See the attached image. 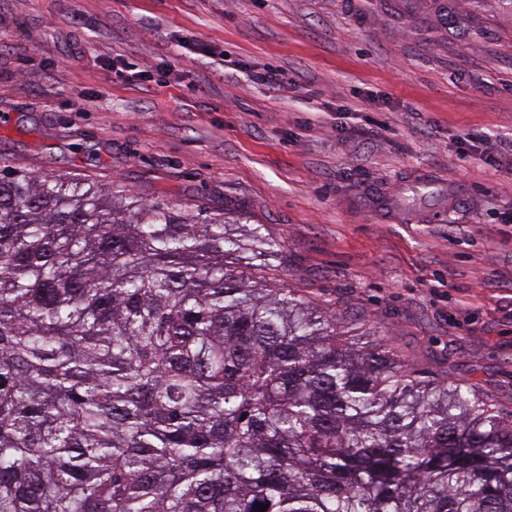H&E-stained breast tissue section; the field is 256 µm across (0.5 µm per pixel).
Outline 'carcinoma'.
Segmentation results:
<instances>
[{"mask_svg":"<svg viewBox=\"0 0 512 512\" xmlns=\"http://www.w3.org/2000/svg\"><path fill=\"white\" fill-rule=\"evenodd\" d=\"M280 251L0 165V512H512V419L266 287Z\"/></svg>","mask_w":512,"mask_h":512,"instance_id":"cac0c4a2","label":"carcinoma"}]
</instances>
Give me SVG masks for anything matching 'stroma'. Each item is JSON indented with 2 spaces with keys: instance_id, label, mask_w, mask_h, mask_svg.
<instances>
[{
  "instance_id": "stroma-1",
  "label": "stroma",
  "mask_w": 512,
  "mask_h": 512,
  "mask_svg": "<svg viewBox=\"0 0 512 512\" xmlns=\"http://www.w3.org/2000/svg\"><path fill=\"white\" fill-rule=\"evenodd\" d=\"M2 113L1 165L263 225L268 282L512 414V0H0Z\"/></svg>"
}]
</instances>
